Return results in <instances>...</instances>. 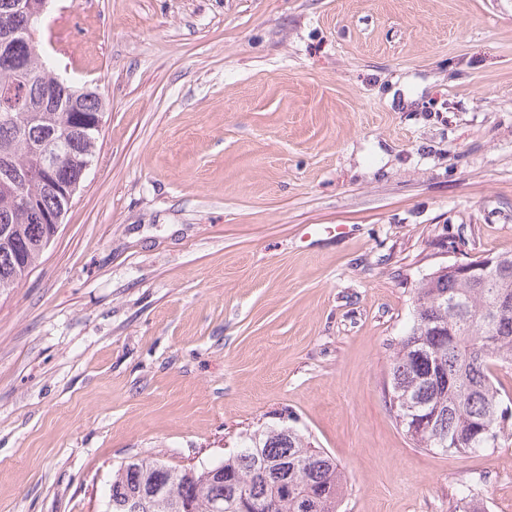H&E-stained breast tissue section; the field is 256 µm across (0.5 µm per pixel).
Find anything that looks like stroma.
I'll use <instances>...</instances> for the list:
<instances>
[{"label":"stroma","instance_id":"1","mask_svg":"<svg viewBox=\"0 0 512 512\" xmlns=\"http://www.w3.org/2000/svg\"><path fill=\"white\" fill-rule=\"evenodd\" d=\"M94 161L0 293V512L292 426L339 512H512V437L416 447L384 398L420 281L512 251V0H52Z\"/></svg>","mask_w":512,"mask_h":512}]
</instances>
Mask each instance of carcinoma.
<instances>
[{
    "mask_svg": "<svg viewBox=\"0 0 512 512\" xmlns=\"http://www.w3.org/2000/svg\"><path fill=\"white\" fill-rule=\"evenodd\" d=\"M16 0H0V90L16 84L22 101L0 98V292L15 288L54 241L59 225L48 216L80 189L83 166L92 163L99 133L86 128L103 116L94 91L53 73L29 43L27 18ZM68 134L65 167L48 172L38 152ZM24 182L26 202L17 195ZM484 280L432 275L416 288L412 323L400 338L390 366L387 398L396 420L409 431L402 397L416 403L427 429L410 436L419 448L476 453L493 448L509 431L512 407L504 403L493 370L512 367V251ZM453 301L457 310L449 311ZM288 465V491L273 485L267 466ZM224 481L205 477L208 467L178 469L157 459L127 461L112 476L114 504L151 485L166 497L150 512H303L300 503L322 498L316 512H336L344 474L323 449L288 426L249 434L220 463ZM460 512H486L474 488L461 492Z\"/></svg>",
    "mask_w": 512,
    "mask_h": 512,
    "instance_id": "cac0c4a2",
    "label": "carcinoma"
}]
</instances>
